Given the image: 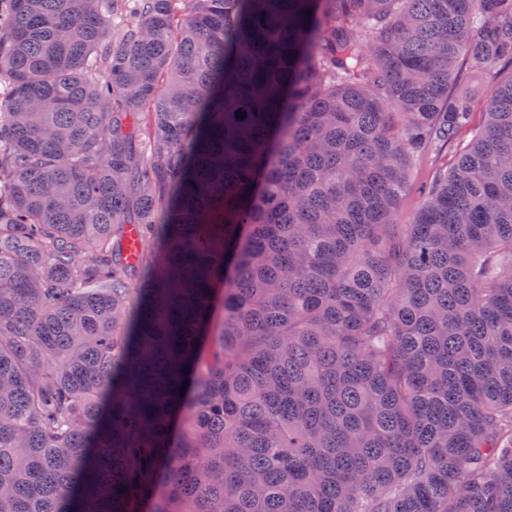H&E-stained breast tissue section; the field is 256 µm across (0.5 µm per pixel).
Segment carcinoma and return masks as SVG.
Masks as SVG:
<instances>
[{
    "label": "carcinoma",
    "mask_w": 512,
    "mask_h": 512,
    "mask_svg": "<svg viewBox=\"0 0 512 512\" xmlns=\"http://www.w3.org/2000/svg\"><path fill=\"white\" fill-rule=\"evenodd\" d=\"M124 2L0 0V512H512V0ZM455 90L470 96L475 112H477V117L481 118L482 113L479 112H484L483 103L487 95V86L478 79L473 78L465 65L461 66L460 77L455 86ZM442 161L436 160V154L432 159L414 169L410 177L409 190L400 204V218L407 222L419 206L420 198L417 193V186L426 180H430L440 168Z\"/></svg>",
    "instance_id": "obj_1"
}]
</instances>
